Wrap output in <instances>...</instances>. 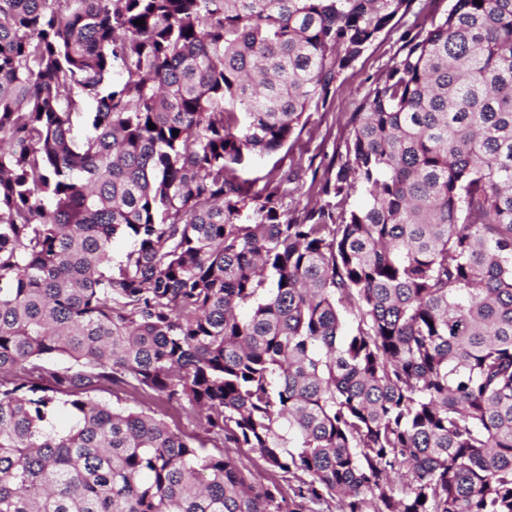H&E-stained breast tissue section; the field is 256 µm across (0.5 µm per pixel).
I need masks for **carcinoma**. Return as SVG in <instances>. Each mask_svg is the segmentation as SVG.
Returning a JSON list of instances; mask_svg holds the SVG:
<instances>
[{"instance_id": "cac0c4a2", "label": "carcinoma", "mask_w": 512, "mask_h": 512, "mask_svg": "<svg viewBox=\"0 0 512 512\" xmlns=\"http://www.w3.org/2000/svg\"><path fill=\"white\" fill-rule=\"evenodd\" d=\"M410 2L0 0V512H512V0L406 31L302 219L242 175ZM94 395L97 400L108 405L127 406L137 410H147L150 408L172 428L176 427L186 434H197L201 432L198 426V420L188 409L172 407L166 401L159 399L148 401L140 396L133 397L132 395L120 391H112L108 387L97 391Z\"/></svg>"}]
</instances>
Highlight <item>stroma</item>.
<instances>
[{
	"mask_svg": "<svg viewBox=\"0 0 512 512\" xmlns=\"http://www.w3.org/2000/svg\"><path fill=\"white\" fill-rule=\"evenodd\" d=\"M452 4L453 0H413L406 15L380 33L354 67L333 83L326 104L310 108L307 122L288 143L272 153L248 159L246 167L252 175L289 174L285 198L289 217L301 218L306 208L319 203L323 175L329 167L345 162L351 115L365 104L370 91L384 81L400 50L402 32L415 23L430 26L445 16ZM95 397L109 405L153 410L171 427L187 434L199 431L198 421L189 410L159 399L148 401L108 388L97 391Z\"/></svg>",
	"mask_w": 512,
	"mask_h": 512,
	"instance_id": "obj_1",
	"label": "stroma"
}]
</instances>
